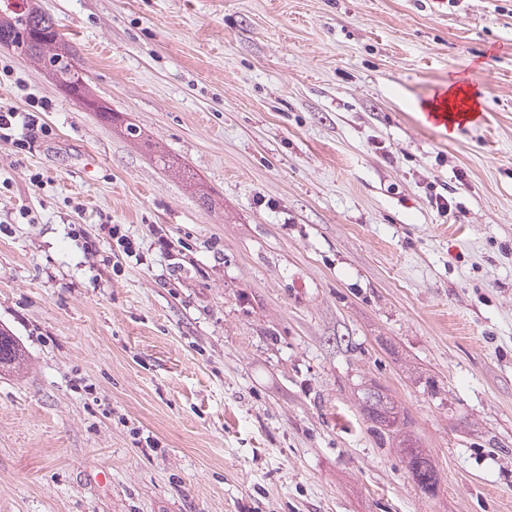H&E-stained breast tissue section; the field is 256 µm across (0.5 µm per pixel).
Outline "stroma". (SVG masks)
I'll list each match as a JSON object with an SVG mask.
<instances>
[{
  "label": "stroma",
  "instance_id": "35a3bbf8",
  "mask_svg": "<svg viewBox=\"0 0 512 512\" xmlns=\"http://www.w3.org/2000/svg\"><path fill=\"white\" fill-rule=\"evenodd\" d=\"M37 3L112 118L0 47V512H512V0ZM439 105L434 104L427 112L429 119L437 126H444L453 132L455 122L465 124L480 112V106L472 87L462 82L448 84V90L441 96ZM460 102L463 104L460 105ZM435 112V113H432ZM455 112L454 120L448 122V113ZM21 351L9 333L0 329V368L19 365ZM401 451L406 469L411 474L415 484L423 493L433 495L438 481V473L429 457L420 448H402ZM419 478H428L430 482L422 485Z\"/></svg>",
  "mask_w": 512,
  "mask_h": 512
}]
</instances>
